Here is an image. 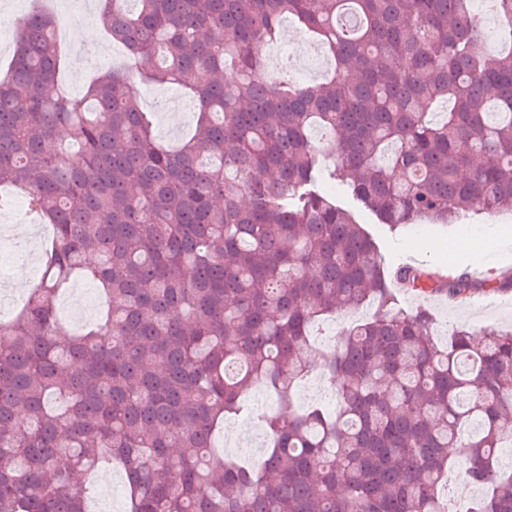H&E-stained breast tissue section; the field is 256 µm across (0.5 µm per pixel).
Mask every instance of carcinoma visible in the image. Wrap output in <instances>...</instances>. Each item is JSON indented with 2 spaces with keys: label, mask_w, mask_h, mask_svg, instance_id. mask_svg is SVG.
Segmentation results:
<instances>
[{
  "label": "carcinoma",
  "mask_w": 512,
  "mask_h": 512,
  "mask_svg": "<svg viewBox=\"0 0 512 512\" xmlns=\"http://www.w3.org/2000/svg\"><path fill=\"white\" fill-rule=\"evenodd\" d=\"M134 2V8L127 7ZM98 0L138 66L61 94L56 17L16 24L0 77V186L52 239L43 276L0 317V512H86V479L125 474L129 512H512V331L454 333L391 286L456 303L512 273L394 268L320 187L323 161L390 228L512 210V0ZM294 19L331 61L310 85L259 48ZM182 87L195 128L160 141L143 85ZM69 130L70 142L59 140ZM83 276L105 314L68 331L57 299ZM376 305L332 344L311 328ZM336 407L300 409L313 370ZM256 388L254 465L215 434ZM462 469L465 510L440 495Z\"/></svg>",
  "instance_id": "1"
}]
</instances>
